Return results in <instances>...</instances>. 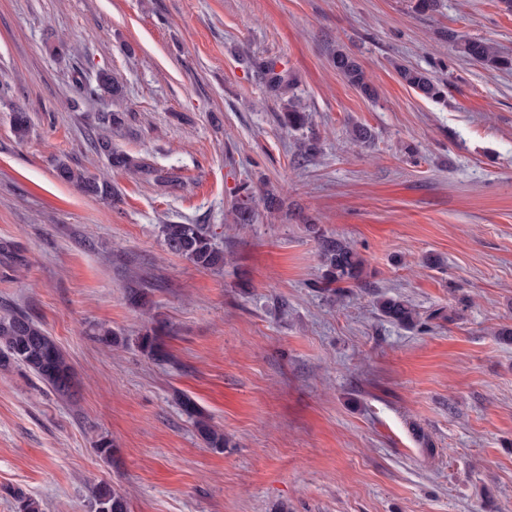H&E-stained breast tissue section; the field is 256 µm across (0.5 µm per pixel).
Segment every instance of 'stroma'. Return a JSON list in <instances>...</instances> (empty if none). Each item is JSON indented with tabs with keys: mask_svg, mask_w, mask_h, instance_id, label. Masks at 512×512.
Returning a JSON list of instances; mask_svg holds the SVG:
<instances>
[{
	"mask_svg": "<svg viewBox=\"0 0 512 512\" xmlns=\"http://www.w3.org/2000/svg\"><path fill=\"white\" fill-rule=\"evenodd\" d=\"M450 30L512 54L501 0L424 15L410 0H0V312L38 321L78 383L64 400L0 372V512H16L13 488L44 512H89L102 480L129 512H512V342L496 334L512 327V71L459 57ZM339 46L375 98L332 68ZM399 63L443 80L446 100L405 85ZM275 73L320 140L310 160L279 120ZM99 133L174 183L112 169ZM60 160L117 202L60 180ZM244 182L283 209L233 223ZM309 218L361 253L370 287L317 292ZM168 222L208 225L223 268L169 253ZM136 284L148 307L129 302ZM379 293L458 316L408 330L378 314ZM155 318L163 365L137 345ZM101 327L125 344H100ZM184 394L228 448L205 446Z\"/></svg>",
	"mask_w": 512,
	"mask_h": 512,
	"instance_id": "obj_1",
	"label": "stroma"
}]
</instances>
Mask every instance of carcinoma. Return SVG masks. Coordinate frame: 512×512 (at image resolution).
<instances>
[{
	"mask_svg": "<svg viewBox=\"0 0 512 512\" xmlns=\"http://www.w3.org/2000/svg\"><path fill=\"white\" fill-rule=\"evenodd\" d=\"M448 41L469 61L492 70L512 71V55L504 53L487 39L450 31ZM332 63L336 71L363 96H375V88L351 52L342 47L336 48ZM395 69L401 80L422 97L439 102L445 96V85L428 71L401 63L395 64ZM280 120L293 130H302L309 124L308 115L291 101L284 108ZM98 146L107 153L113 167L152 173L147 164L114 150L108 142L101 140ZM57 175L87 195L112 202V186L83 168L74 169L61 163L57 167ZM260 199L268 210H279L284 203V199L273 192L260 198L252 184L244 182L239 185L233 202L237 223H253ZM309 230L318 244L322 267L318 289L321 293L334 297L343 288L367 286L366 261L355 248L340 237L326 234L315 224ZM161 236L163 245L170 253L187 259L199 269L224 267V250L216 245L213 234L202 224H164ZM375 306L393 324L413 330L421 326L414 305L398 295L380 294L375 298ZM166 332V325L158 321L138 337V345L148 358L157 362L170 360L171 354L161 340ZM16 365L26 367L53 392L61 396L71 393L72 383L75 382L74 371L54 338L31 316L5 311L0 313V369L6 371ZM182 410L193 420L196 433L206 447L221 450L228 445L224 433L211 424L191 398L183 399ZM13 496L18 503L17 512H42V504L38 500L21 491L14 492ZM91 512H128L127 501L111 483L100 481L92 491Z\"/></svg>",
	"mask_w": 512,
	"mask_h": 512,
	"instance_id": "1",
	"label": "carcinoma"
}]
</instances>
